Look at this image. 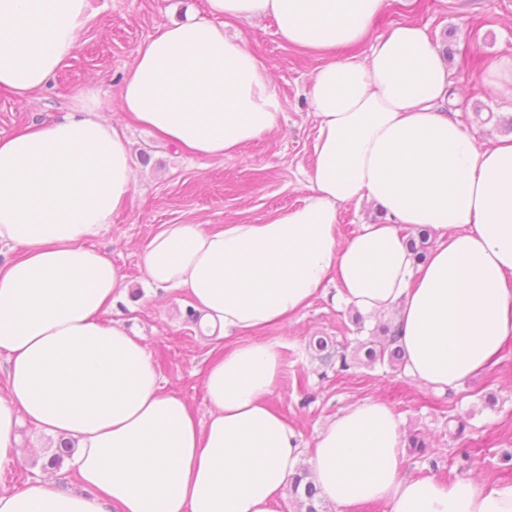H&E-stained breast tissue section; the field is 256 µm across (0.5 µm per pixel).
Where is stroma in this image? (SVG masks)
I'll use <instances>...</instances> for the list:
<instances>
[{
    "mask_svg": "<svg viewBox=\"0 0 512 512\" xmlns=\"http://www.w3.org/2000/svg\"><path fill=\"white\" fill-rule=\"evenodd\" d=\"M93 17L82 31L78 48L38 98L20 100L0 90V136L48 122L65 112L73 95L93 86L102 105H112L137 48L173 20L206 17V0H91ZM410 21L426 27L448 65L453 88L459 89L460 118L476 144L492 136H512V96L491 90L483 81L489 64L512 56V0H390L373 34ZM239 32L248 48L270 66L283 112L278 128L223 159L190 155L166 145L156 134L121 113L112 122L124 126L132 143L131 163L138 180L132 205L112 217L109 230L94 245L120 267L129 285L123 300L106 319H120L142 336L165 390L184 397L199 417H206L203 380L206 368L228 337L203 341L188 298L180 293L152 296L143 282L141 252L164 224H236L256 222L302 203L308 194L304 172L317 133L307 92L317 57L286 44L273 19L243 23ZM335 283L284 326L266 336L286 341L282 375L271 406L294 428L304 455L339 411L364 400L385 403L402 423L405 436L419 434L430 443L426 456L403 454V468L413 476L443 481L512 482V471L500 458L512 452V341L498 361L446 395L412 380L403 367L360 365L340 375L326 368L309 346L322 336L354 353L360 341L375 335L382 318L352 319V309L332 300ZM497 403L488 406V395ZM467 423L465 441H456L457 420ZM22 447L31 451L0 471V487L22 486L45 472L52 440L32 425H22ZM467 445L471 458L458 452Z\"/></svg>",
    "mask_w": 512,
    "mask_h": 512,
    "instance_id": "1",
    "label": "stroma"
}]
</instances>
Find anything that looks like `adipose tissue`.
Returning <instances> with one entry per match:
<instances>
[{"mask_svg":"<svg viewBox=\"0 0 512 512\" xmlns=\"http://www.w3.org/2000/svg\"><path fill=\"white\" fill-rule=\"evenodd\" d=\"M387 3L206 0L207 18L166 25L124 76L118 111L219 159L272 133L283 110L268 66L229 26L272 18L322 59L303 202L257 223L165 224L141 253L149 288L188 295L204 336L243 335L206 371L207 419L163 388L141 337L103 318L127 282L91 242L137 192L121 127L83 88L53 121L0 137V245L17 251L0 263V468L29 423L75 442L80 482L46 474L0 490V512H277L304 461L336 512H512L510 483L407 476L382 402L330 418L308 458L269 404L285 342L259 332L306 308L331 272L345 305L394 313L405 371L429 388L456 389L512 338V138L476 145L426 28L370 39ZM89 18V0H0V89L36 98ZM371 201L383 222L340 243L341 206ZM419 226L437 233L422 264L399 233Z\"/></svg>","mask_w":512,"mask_h":512,"instance_id":"1","label":"adipose tissue"}]
</instances>
